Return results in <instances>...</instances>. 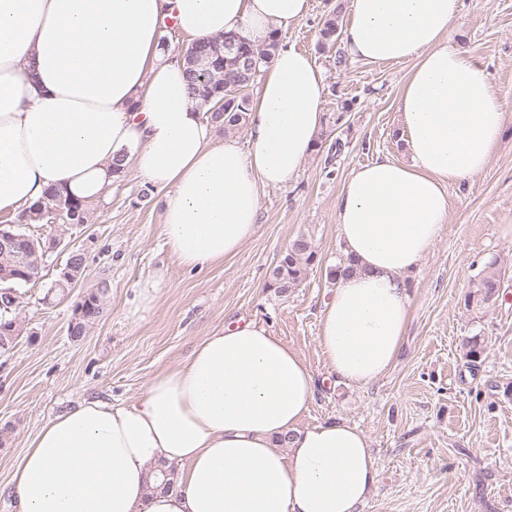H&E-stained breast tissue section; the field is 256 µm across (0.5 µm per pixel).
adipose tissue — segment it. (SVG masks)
Segmentation results:
<instances>
[{"instance_id":"adipose-tissue-1","label":"adipose tissue","mask_w":512,"mask_h":512,"mask_svg":"<svg viewBox=\"0 0 512 512\" xmlns=\"http://www.w3.org/2000/svg\"><path fill=\"white\" fill-rule=\"evenodd\" d=\"M310 0H0V213L55 188L99 201L124 157L163 198L160 233L188 269L254 236L263 188L285 186L322 128L323 76L279 47L250 107L246 144L217 138L188 90L166 21L207 39L298 25ZM460 0H351L343 46L371 64L410 62L397 100L409 162L353 169L336 207L346 255L317 342L336 380L393 365L408 324L406 279L448 222L446 188L497 151L507 101L487 68L452 49ZM317 380L253 323L224 326L158 370L140 401L85 400L42 426L19 461L17 512H361L378 482L368 436L337 419L305 427ZM287 440L278 447L276 438ZM180 465L173 491L158 469Z\"/></svg>"}]
</instances>
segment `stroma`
<instances>
[{"label":"stroma","mask_w":512,"mask_h":512,"mask_svg":"<svg viewBox=\"0 0 512 512\" xmlns=\"http://www.w3.org/2000/svg\"><path fill=\"white\" fill-rule=\"evenodd\" d=\"M339 2L351 0H310L306 19L281 34L323 73L321 148L288 187L262 190L256 233L236 256L200 270L180 266L160 235L161 194L132 169L94 204L90 223L28 225V233L83 248L85 269L49 306L43 297L64 264L58 254L17 290L24 332L0 355V512H13L12 474L49 419L85 399L138 403L156 371L187 360L204 336L237 321L265 327L317 378L305 424L341 418L369 437L379 482L363 512H512V238L501 234L512 225V122L487 167L448 189V222L408 281V325L389 372L362 387L335 383L318 346L334 287L326 269L340 255L342 183L359 165L408 158L397 97L410 65L337 64L318 28ZM448 44L486 65L512 113V0H462ZM338 141L343 151L329 159ZM301 235L320 262L277 295L266 286L269 272ZM492 260L501 271L498 299L466 306L472 281ZM158 270L169 286L142 306L139 290ZM103 284L101 316L72 340L76 303ZM474 336L480 354L471 358L466 343Z\"/></svg>","instance_id":"35a3bbf8"}]
</instances>
